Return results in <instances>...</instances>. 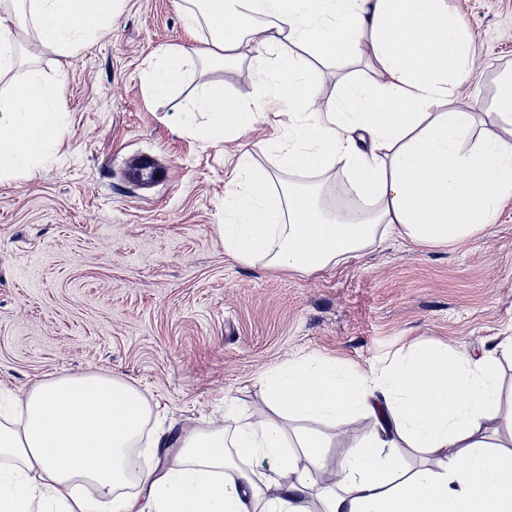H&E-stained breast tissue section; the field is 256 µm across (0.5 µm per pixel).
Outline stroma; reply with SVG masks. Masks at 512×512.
Returning <instances> with one entry per match:
<instances>
[{
	"mask_svg": "<svg viewBox=\"0 0 512 512\" xmlns=\"http://www.w3.org/2000/svg\"><path fill=\"white\" fill-rule=\"evenodd\" d=\"M477 48L454 104L489 111L512 70V0H447ZM16 64L0 95L30 74L63 81V130L31 167L0 178V397L62 374L98 373L144 396L147 429L205 430L225 413L270 414L261 376L309 357L357 373L381 372L426 342L495 367L503 415L512 413V198L494 224L442 246L389 238L357 258L313 272L244 264L224 250V145L197 137L183 115L201 86L223 80L240 98L265 89L257 131L241 142L275 164L270 137L288 138L276 96V56L216 70L194 57L165 95L142 84L172 46L205 47L196 0H119L102 35L63 54L39 43L32 22L15 31ZM322 99L345 77L371 80L355 58L303 53ZM154 156L156 183L130 175ZM327 465L377 430L320 426Z\"/></svg>",
	"mask_w": 512,
	"mask_h": 512,
	"instance_id": "obj_1",
	"label": "stroma"
}]
</instances>
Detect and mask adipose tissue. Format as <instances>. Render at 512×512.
<instances>
[{"label": "adipose tissue", "mask_w": 512, "mask_h": 512, "mask_svg": "<svg viewBox=\"0 0 512 512\" xmlns=\"http://www.w3.org/2000/svg\"><path fill=\"white\" fill-rule=\"evenodd\" d=\"M116 0H0V71L13 63V30L32 19L39 42L63 53L103 33ZM211 39L202 51L226 69L264 49L276 52V89L291 113L280 170L325 177L348 171L356 209L328 217L318 193L280 180L249 152L232 155L224 191V249L244 264L305 273L356 258L379 231L435 246L493 224L512 196V76L493 106L497 130L441 102L469 79L474 44L445 0H201ZM326 58L371 55L372 81L345 80L321 101L316 71L299 49ZM188 57L169 48L143 74L164 94ZM61 87L33 76L17 85L0 120V175L30 166L60 130ZM259 99L208 84L200 99L203 140L232 142L254 130ZM271 418L209 431L162 429L154 468L130 449L147 407L132 385L105 375L44 380L18 399L20 427L0 423V512H512V450L479 430L501 415L490 363L419 344L382 379L334 364L296 360L262 377ZM378 429L326 467V444L309 421L353 429L361 414ZM301 429L287 437L284 423ZM423 448L437 462L406 470L396 449ZM178 465H167L169 451ZM266 460L267 469L257 467ZM136 478L137 494L123 491Z\"/></svg>", "instance_id": "ef3b65f1"}]
</instances>
